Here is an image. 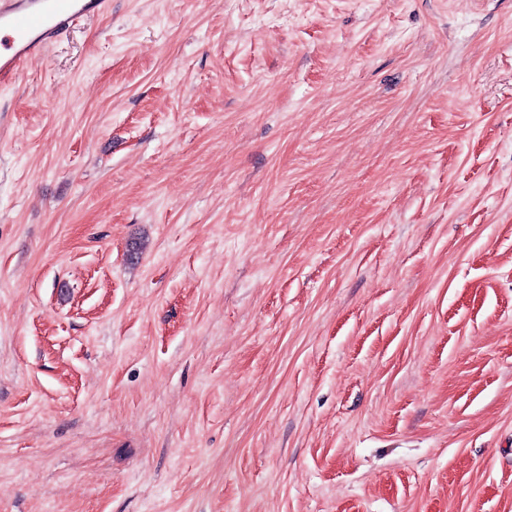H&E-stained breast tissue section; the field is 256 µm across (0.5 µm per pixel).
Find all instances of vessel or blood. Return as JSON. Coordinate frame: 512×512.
Here are the masks:
<instances>
[{
    "instance_id": "vessel-or-blood-1",
    "label": "vessel or blood",
    "mask_w": 512,
    "mask_h": 512,
    "mask_svg": "<svg viewBox=\"0 0 512 512\" xmlns=\"http://www.w3.org/2000/svg\"><path fill=\"white\" fill-rule=\"evenodd\" d=\"M110 0H0V81L9 82L23 63L37 56L85 17L106 11Z\"/></svg>"
}]
</instances>
